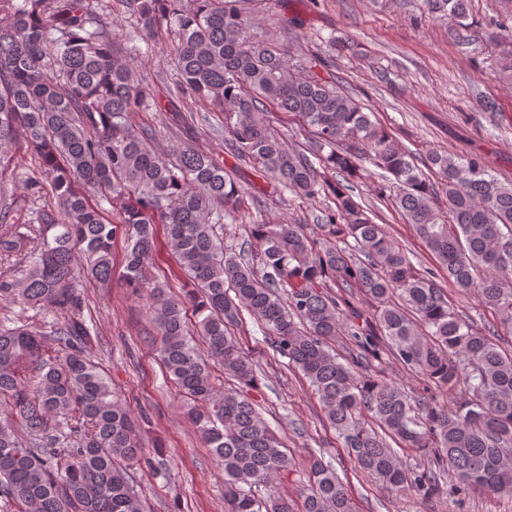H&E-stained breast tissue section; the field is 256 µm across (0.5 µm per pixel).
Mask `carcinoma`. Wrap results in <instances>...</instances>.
<instances>
[{
	"mask_svg": "<svg viewBox=\"0 0 512 512\" xmlns=\"http://www.w3.org/2000/svg\"><path fill=\"white\" fill-rule=\"evenodd\" d=\"M138 26L125 53L112 43L100 0H0V302L52 317L51 335L0 327V501L10 512H143L129 471L154 466L139 420L87 354L85 282L112 284V246L126 243L123 278L151 299L161 365L186 398V416L224 468L226 512H356L347 486L321 457L310 460L302 505L278 492L289 470L282 439L249 390L260 364L229 325L239 310L261 325L272 356L288 360L318 398L356 472L391 496L459 497L476 488L512 495V184L476 156L432 151L424 166L339 85L301 73L290 52L252 37L247 0H125ZM468 40V0H423ZM174 29L175 84L224 114L236 157L280 191L330 198L319 232L280 221L247 227L248 249L224 248V216L240 190L224 161L183 147L163 159L155 132L133 121L161 107L140 78L137 43ZM299 115L316 137L315 159L288 147L270 108ZM24 138L37 170L21 184L26 207L3 190L11 148ZM370 164L395 189L406 223L446 272L448 285L492 309L484 332L457 311L430 272L376 223L356 185ZM336 178L328 177L329 173ZM121 205L109 220L94 204ZM166 226L186 276L182 294L149 277L155 225ZM374 303L366 314L353 303ZM203 338L206 352L194 336ZM345 340V355L336 340ZM390 357L424 381L413 398L375 367ZM238 382L215 386L210 362ZM453 400L440 404L433 394ZM412 448L403 463L390 443ZM268 496L258 497V488Z\"/></svg>",
	"mask_w": 512,
	"mask_h": 512,
	"instance_id": "cac0c4a2",
	"label": "carcinoma"
}]
</instances>
